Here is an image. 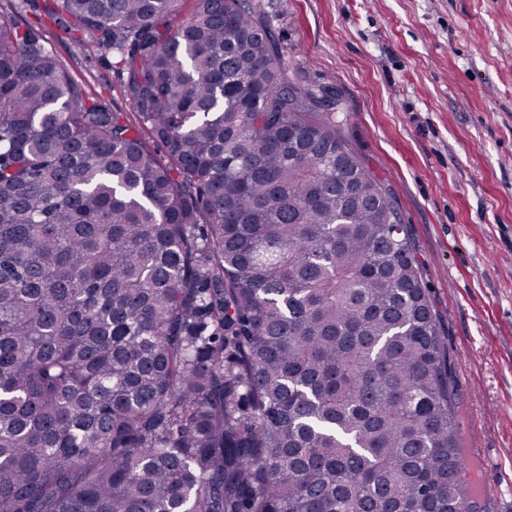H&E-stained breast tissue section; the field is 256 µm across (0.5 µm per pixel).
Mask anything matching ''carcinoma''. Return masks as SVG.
Here are the masks:
<instances>
[{
	"label": "carcinoma",
	"mask_w": 512,
	"mask_h": 512,
	"mask_svg": "<svg viewBox=\"0 0 512 512\" xmlns=\"http://www.w3.org/2000/svg\"><path fill=\"white\" fill-rule=\"evenodd\" d=\"M54 2L136 120L0 21V512H473L436 311L327 88L249 0Z\"/></svg>",
	"instance_id": "cac0c4a2"
}]
</instances>
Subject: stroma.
<instances>
[{
  "label": "stroma",
  "mask_w": 512,
  "mask_h": 512,
  "mask_svg": "<svg viewBox=\"0 0 512 512\" xmlns=\"http://www.w3.org/2000/svg\"><path fill=\"white\" fill-rule=\"evenodd\" d=\"M290 77L335 91L342 135L389 189L433 302L464 445L484 449L483 512H512V0H251ZM0 0L72 78L134 112L111 55L49 15Z\"/></svg>",
  "instance_id": "obj_1"
}]
</instances>
